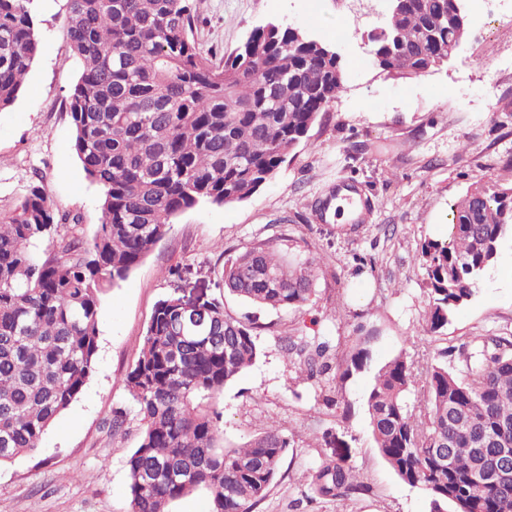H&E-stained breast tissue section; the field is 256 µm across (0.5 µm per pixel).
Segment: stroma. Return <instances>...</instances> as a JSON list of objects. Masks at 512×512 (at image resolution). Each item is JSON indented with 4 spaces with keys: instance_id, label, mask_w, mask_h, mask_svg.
Here are the masks:
<instances>
[{
    "instance_id": "obj_1",
    "label": "stroma",
    "mask_w": 512,
    "mask_h": 512,
    "mask_svg": "<svg viewBox=\"0 0 512 512\" xmlns=\"http://www.w3.org/2000/svg\"><path fill=\"white\" fill-rule=\"evenodd\" d=\"M351 19L342 0H199L198 37L219 51L257 26L300 28L342 57L343 90L250 198L181 213L166 239L101 297L98 352L82 393L53 422L38 450L0 467V512H130L126 460L142 424L106 425L131 407L123 383L160 299H205L225 255L266 243L321 261L311 302L300 310L253 311L228 295L234 317L255 313L261 356L215 401L224 444L244 445L268 425L292 437L280 472L256 512H429L426 495L403 484L367 433L364 399L376 366L421 350L475 348L512 336V240L476 297L440 332L427 331L431 296L421 246L446 240L451 206L477 180L512 186V10L492 22L472 16L458 57L409 78L374 65L363 36L381 26L389 0H368ZM38 52L17 101L0 111V217L13 211L34 175L53 203L99 222L102 194L72 149L67 98L81 61L73 54L67 0H33ZM360 194L363 214L332 208L340 185ZM179 267L180 276L168 275ZM287 336H315L346 356L365 349L362 370L333 367L303 379L284 357ZM335 436L326 448L323 432ZM345 458L370 491L345 500L313 497L309 473L329 452Z\"/></svg>"
}]
</instances>
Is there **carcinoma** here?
<instances>
[{"label": "carcinoma", "instance_id": "1", "mask_svg": "<svg viewBox=\"0 0 512 512\" xmlns=\"http://www.w3.org/2000/svg\"><path fill=\"white\" fill-rule=\"evenodd\" d=\"M32 0H0V109L12 105L38 50ZM71 49L82 72L68 98L73 150L103 190L92 235L30 184L0 218V464L36 451L80 395L98 351L101 295L125 280L182 212L253 195L307 136L343 89L333 60L294 45L288 29L256 30L254 49L217 58L197 37V0H67ZM453 0H407L395 21L401 48L388 72L418 75L436 62L431 37L454 33ZM512 237V187L474 183L452 207L448 240L421 247L436 333L476 295ZM320 260L247 247L217 272L218 294L199 305L155 306L124 379L143 424L126 461L130 512H170L197 491L210 512H253L276 479L291 440L277 425L239 448L222 443L216 395L260 355L253 322L224 310V295L259 309L299 310L315 294ZM309 379L339 356L325 341L281 346ZM429 354L378 367L365 397L380 455L430 512H512V340L461 352L464 373ZM417 390L423 408L406 400ZM315 497L368 491L334 455L311 470Z\"/></svg>", "mask_w": 512, "mask_h": 512}]
</instances>
